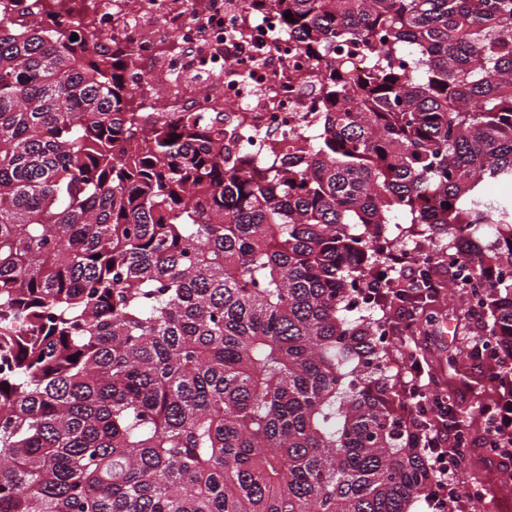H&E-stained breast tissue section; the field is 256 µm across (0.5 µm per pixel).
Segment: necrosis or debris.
Listing matches in <instances>:
<instances>
[{
	"instance_id": "obj_1",
	"label": "necrosis or debris",
	"mask_w": 512,
	"mask_h": 512,
	"mask_svg": "<svg viewBox=\"0 0 512 512\" xmlns=\"http://www.w3.org/2000/svg\"><path fill=\"white\" fill-rule=\"evenodd\" d=\"M90 30L132 38L139 64L129 76L148 111L209 112L223 118L254 159L269 137L310 139L319 105L310 91L315 63L279 25L273 9L249 0H93Z\"/></svg>"
}]
</instances>
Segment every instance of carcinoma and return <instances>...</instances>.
<instances>
[{"mask_svg":"<svg viewBox=\"0 0 512 512\" xmlns=\"http://www.w3.org/2000/svg\"><path fill=\"white\" fill-rule=\"evenodd\" d=\"M39 2L0 13V512H414L403 328L354 298L429 245L401 305L477 282L468 358L512 359V0H267L322 112L259 164Z\"/></svg>","mask_w":512,"mask_h":512,"instance_id":"obj_1","label":"carcinoma"}]
</instances>
